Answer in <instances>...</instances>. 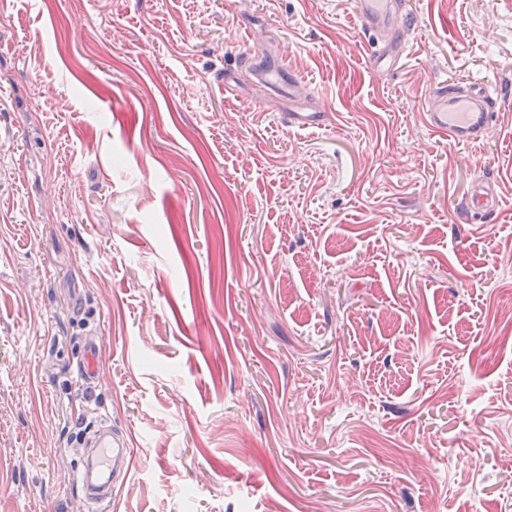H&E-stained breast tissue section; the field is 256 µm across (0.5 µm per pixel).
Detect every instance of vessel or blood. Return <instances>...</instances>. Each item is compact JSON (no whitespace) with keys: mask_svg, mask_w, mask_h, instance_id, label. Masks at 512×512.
I'll list each match as a JSON object with an SVG mask.
<instances>
[{"mask_svg":"<svg viewBox=\"0 0 512 512\" xmlns=\"http://www.w3.org/2000/svg\"><path fill=\"white\" fill-rule=\"evenodd\" d=\"M355 14L364 32L381 38L382 44L370 55V64L376 71L396 69L405 48L399 39L403 22L408 19L402 0H355ZM259 76L266 82H277L283 88L282 98L288 103L285 122L298 128L325 127L329 115L317 106L296 100L297 80L279 63L265 64ZM436 107L426 112L429 129L456 144H471L484 140L492 127L493 97L487 85L473 82L456 89L441 88ZM499 200L491 182L475 184L465 211L471 215H492ZM100 377L99 350L89 345L84 350L79 367V380L91 384ZM84 444L91 455L79 476L86 512H98L99 506L112 496L114 487L123 484L131 470V455L127 437L113 430L107 422L89 428Z\"/></svg>","mask_w":512,"mask_h":512,"instance_id":"1","label":"vessel or blood"}]
</instances>
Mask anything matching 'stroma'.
<instances>
[{
	"label": "stroma",
	"mask_w": 512,
	"mask_h": 512,
	"mask_svg": "<svg viewBox=\"0 0 512 512\" xmlns=\"http://www.w3.org/2000/svg\"><path fill=\"white\" fill-rule=\"evenodd\" d=\"M405 7L382 73L352 0H0V512H83L99 416L108 512H512V0ZM470 82L460 146L424 114ZM260 78L265 82H278L283 86L282 99L288 101V112L282 116L288 126L298 128H322L326 126L329 118L327 112H323L314 104L300 102L295 99L294 88L297 80L288 73L283 64L266 63L259 70ZM436 107L425 112L429 129L456 144L484 140L492 127L493 97L487 85L472 82L464 87L440 89ZM499 206V200L493 183L484 179L477 182L465 203V211L471 215H493ZM100 377L99 350L96 345L85 347L83 359L79 366V381L82 384H92ZM90 448L79 482L82 485L86 512H98V506L112 496V488L122 485L131 470V455L127 437L112 429L105 420L89 428L84 437Z\"/></svg>",
	"instance_id": "stroma-1"
}]
</instances>
